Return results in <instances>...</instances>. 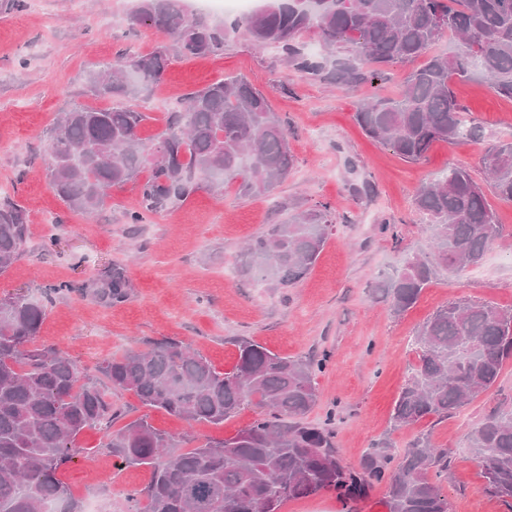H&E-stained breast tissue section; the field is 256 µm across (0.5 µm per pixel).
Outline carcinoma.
<instances>
[{
    "mask_svg": "<svg viewBox=\"0 0 512 512\" xmlns=\"http://www.w3.org/2000/svg\"><path fill=\"white\" fill-rule=\"evenodd\" d=\"M137 21L170 35L189 56L224 51L245 32L279 49L293 70L356 86L375 80L382 66L428 60L413 71L397 99L361 103L357 121L373 139L404 159H422L436 142L453 143L481 130L464 129V107L451 82L478 70L501 96L512 98V0H269L263 8L214 24L184 9L182 0H141ZM316 33L373 65L348 62L325 70L299 47ZM448 53L432 49L443 38ZM166 50L120 54L89 75L93 92L134 97L159 82ZM146 115L130 107L91 110L75 106L52 129L47 176L72 210H99L108 191L138 179L142 210L128 223L186 200L202 183L219 188L241 179L246 193H270L288 175L293 156L288 128L268 100L246 80L234 78L186 95L151 144L138 135ZM491 191L512 200V143L491 146L485 158ZM416 207L429 219L433 251L405 261L398 276L379 285L392 311L410 309L437 270L478 264L501 237L483 187L462 168L424 184ZM326 205L290 215L252 238L245 271L279 284L301 279L327 239ZM30 236L23 209L0 206V272ZM132 290L126 270L114 265L100 298L125 302ZM47 306L18 295L0 300V512H80L59 474L77 453V437L91 427L105 431L107 448L122 465L146 466L148 484L128 495L130 512H279L284 502L321 490L347 505L388 481L389 512H448L441 483L454 454L418 436L400 451L386 441L367 453L360 468L341 464L329 433L303 422L317 400L320 360L281 357L257 342H238L233 370L221 372L175 341L130 350L104 361L99 376L82 372L68 355L36 346ZM418 360L402 387L394 427L429 416L446 417L492 388L512 360V309L453 302L438 308L417 331ZM133 393L143 405L189 423L220 424L253 405L259 417L236 435L185 449L187 440L139 418L112 429V391ZM465 442L482 462L485 493L512 508V408L508 397L476 423Z\"/></svg>",
    "mask_w": 512,
    "mask_h": 512,
    "instance_id": "obj_1",
    "label": "carcinoma"
}]
</instances>
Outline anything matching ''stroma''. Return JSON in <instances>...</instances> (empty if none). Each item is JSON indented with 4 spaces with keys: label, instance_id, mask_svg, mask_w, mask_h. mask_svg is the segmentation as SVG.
Here are the masks:
<instances>
[{
    "label": "stroma",
    "instance_id": "stroma-1",
    "mask_svg": "<svg viewBox=\"0 0 512 512\" xmlns=\"http://www.w3.org/2000/svg\"><path fill=\"white\" fill-rule=\"evenodd\" d=\"M138 8L139 0H22L18 6L0 0V204L20 205L31 229L21 254L0 273V300L18 294L45 300V288L70 284L69 292L47 300L37 342L67 352L89 375L105 359L162 341L198 351L221 371L236 364L241 339L282 357L324 361L315 379L317 402L304 421L328 426L345 465L359 466L382 438L403 448L424 433L454 452L443 484L448 512H512L485 495L479 462L464 447L470 428L500 396L512 395V362L493 389L454 416L391 426L417 359L415 334L438 307L461 300L512 307V201L489 196L500 239L462 273L437 272L405 313L393 314L378 288L407 256L429 250L417 190L451 167L484 182L488 147L512 142V99L478 75L454 80L465 119L482 127V137L434 143L411 163L367 136L356 112L361 101L398 97L412 64H390L381 79L351 88L289 70L276 49L241 33L221 53L185 56L167 34L132 22ZM161 48L169 55L161 81L131 101L146 114L140 137L152 141L185 94L241 76L288 128L293 166L287 178L268 194H241L235 180L220 193L205 187L146 224L127 221L142 205L135 183L110 189L94 216L70 209L46 177L48 132L58 113L74 105L112 107V99L91 92L90 72L116 54ZM324 204L331 215L327 239L304 278L282 286L243 275L247 240L285 215ZM115 264L126 269L133 290L109 306L97 290ZM112 402L113 428L144 416L161 431L190 438L229 437L257 416L249 405L224 424L191 425L147 409L129 392H113ZM107 442L103 431L84 430L77 438L81 452L61 478L79 506L127 512V491L143 488L149 470L119 465ZM280 512H388L386 486L378 484L349 510L334 492L322 491L287 501Z\"/></svg>",
    "mask_w": 512,
    "mask_h": 512
}]
</instances>
